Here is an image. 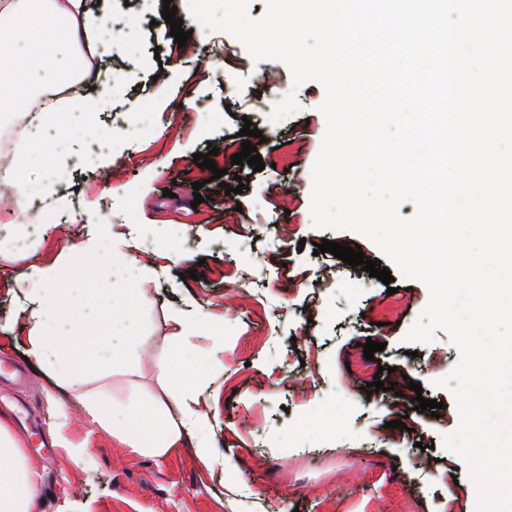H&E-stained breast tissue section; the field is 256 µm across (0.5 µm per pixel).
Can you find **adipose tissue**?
<instances>
[{
  "label": "adipose tissue",
  "mask_w": 512,
  "mask_h": 512,
  "mask_svg": "<svg viewBox=\"0 0 512 512\" xmlns=\"http://www.w3.org/2000/svg\"><path fill=\"white\" fill-rule=\"evenodd\" d=\"M100 32L99 18L87 9L86 0H0V95L28 97L23 79L27 71L59 94L55 107L35 114L34 132L14 155L9 170L0 175L13 190L17 211L28 209L37 186L52 209L67 205L49 184L65 162L51 136L57 125L70 120L80 137L100 135L91 120L95 99L73 91L64 66L66 55H94ZM86 224L77 254L104 265L103 278L85 286L68 276L67 263L56 260L34 268L20 284L18 310L31 324L28 356L59 386L70 384L89 366L101 371L126 367L139 339L133 330L135 287L151 276L147 267L129 265L132 234L113 230L92 213ZM176 321L180 332L162 366L170 380L165 397L147 401L132 397L115 410L91 398L85 410L90 423L111 427L119 441L155 459L168 455L189 433H197V455L208 465L212 462L204 435L208 416L200 409L207 378L194 367L188 344L207 316L198 311L177 316ZM35 492L21 445L0 417V512H31Z\"/></svg>",
  "instance_id": "obj_1"
}]
</instances>
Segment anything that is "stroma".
Masks as SVG:
<instances>
[{
    "mask_svg": "<svg viewBox=\"0 0 512 512\" xmlns=\"http://www.w3.org/2000/svg\"><path fill=\"white\" fill-rule=\"evenodd\" d=\"M171 2L191 32L183 52L161 20L162 0H122L114 10V39L128 27L136 37L100 73L101 82L120 75L123 83L107 96L92 92L103 100L93 120L113 136L112 159L91 161L86 142L71 138L56 178L66 211L22 259L0 262V358L26 373L0 375V413L39 478L33 512H467V465L443 442L461 415L454 393L436 384L459 352L441 330L428 343L405 341L429 302L427 286L398 271L388 286L314 252L326 239L381 256L356 232L312 224L323 86H294L283 62L254 60L232 34L201 29L188 0ZM290 92L299 113L272 123V108ZM248 122L264 138L259 172L231 162ZM214 146L218 181L193 162ZM238 176L248 189L220 192ZM89 210L105 223L134 225L132 256L156 277L138 292L132 367L90 368L57 388L25 354L30 325L16 312L17 285L84 239ZM284 224L294 225L291 236H281ZM328 268L335 280L311 287ZM193 269L199 280L187 278ZM198 308L210 323L191 339L198 361L212 367L203 402L210 466L194 438L153 459L91 424L83 408L96 395L109 403L135 389L163 395L160 365L179 331L173 316ZM370 339L385 346L371 361L362 350ZM377 379L395 390L366 394ZM412 381L442 402L438 416L415 410ZM392 420L405 429L389 428Z\"/></svg>",
    "mask_w": 512,
    "mask_h": 512,
    "instance_id": "stroma-1",
    "label": "stroma"
}]
</instances>
